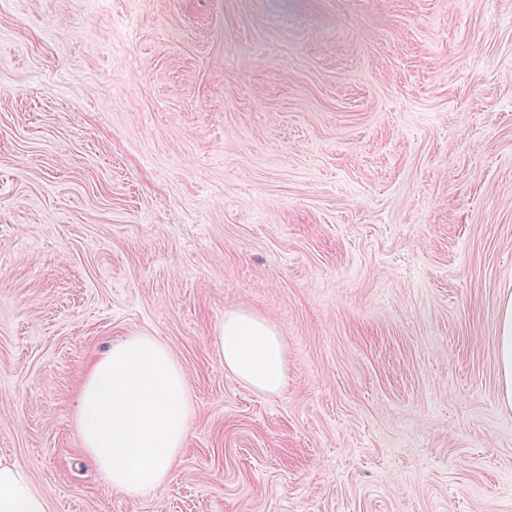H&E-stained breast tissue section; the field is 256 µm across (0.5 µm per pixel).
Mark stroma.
<instances>
[{
    "label": "stroma",
    "mask_w": 512,
    "mask_h": 512,
    "mask_svg": "<svg viewBox=\"0 0 512 512\" xmlns=\"http://www.w3.org/2000/svg\"><path fill=\"white\" fill-rule=\"evenodd\" d=\"M508 293L512 0H0V458L51 512H512ZM137 335L193 401L141 498L76 427ZM498 399L504 409H512V295L499 305L498 319ZM214 341L224 367L255 391L275 394L285 387L284 340L271 320L247 309L228 311Z\"/></svg>",
    "instance_id": "stroma-1"
}]
</instances>
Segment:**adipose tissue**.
<instances>
[{
    "mask_svg": "<svg viewBox=\"0 0 512 512\" xmlns=\"http://www.w3.org/2000/svg\"><path fill=\"white\" fill-rule=\"evenodd\" d=\"M215 349L225 368L255 391L286 384L284 340L261 314L226 312ZM498 399L512 409V295L499 305ZM187 377L169 348L153 336H130L88 371L79 393L77 430L88 458L108 483L131 497L170 479L189 432ZM0 512H51L48 495L13 463L0 459Z\"/></svg>",
    "mask_w": 512,
    "mask_h": 512,
    "instance_id": "ef3b65f1",
    "label": "adipose tissue"
}]
</instances>
